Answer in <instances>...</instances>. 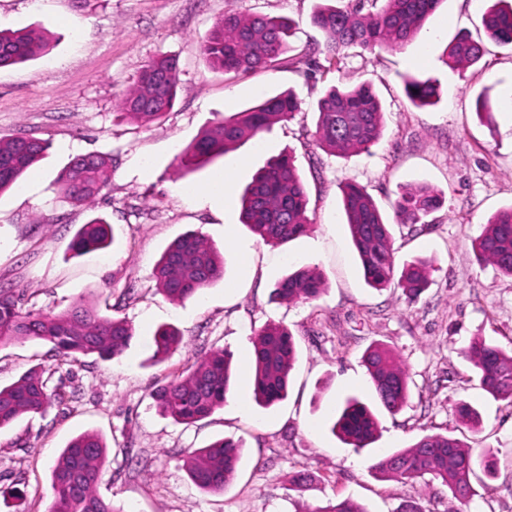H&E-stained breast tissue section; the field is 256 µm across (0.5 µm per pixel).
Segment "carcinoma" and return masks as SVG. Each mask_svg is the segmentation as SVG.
<instances>
[{"label": "carcinoma", "mask_w": 512, "mask_h": 512, "mask_svg": "<svg viewBox=\"0 0 512 512\" xmlns=\"http://www.w3.org/2000/svg\"><path fill=\"white\" fill-rule=\"evenodd\" d=\"M382 2L374 13L365 14V4ZM442 0H348L339 8L320 4L311 23L324 32L323 43L313 42L297 55L289 56V26L266 15H224L200 43V51L214 67L226 73L245 74L280 64L297 66L325 56L331 66L340 64L346 49L359 46L374 50L401 49L421 32ZM485 34L504 46H512V0H493L482 17ZM52 41L41 28L0 31V69L24 63L45 54ZM484 54V44L463 34L456 36L445 51L444 63L451 69L462 63H476ZM179 84L178 61L160 55L141 69L135 86L118 102L123 115L142 124L160 120L176 101ZM408 99L416 106L434 103L436 81L420 74L405 77ZM300 102L291 91L268 96L258 104L236 112L205 129L180 157V165L195 169L226 155L239 142L259 137L271 125L287 121L299 111ZM315 137L331 155L347 157L366 151L383 132L380 100L368 85L331 87L316 104ZM48 148L31 134L0 137V193L17 184ZM112 177V165L100 154L75 157L63 168L57 183L63 197L75 205L87 203ZM343 209L352 243L367 284L375 289L394 285L410 296L426 286L431 262L417 259L395 273L392 223L417 224L434 211L440 194L421 184L408 188L394 205V222L381 213L366 190L353 181L345 182ZM309 198L295 158L282 152L269 158L241 195L242 223L267 245L278 246L310 230L307 217ZM114 242L111 227L96 217L81 226L71 240L77 254L103 250ZM477 260L493 265L512 276V207L497 213L473 240ZM224 277V255L199 233L176 238L157 262L154 278L157 290L169 299L183 302ZM321 273L302 268L278 282L276 297L294 302L314 300L324 292ZM133 337L129 324L119 318L102 317L80 300L57 314L24 312L18 295L0 287V343L32 339L50 346L53 356L65 361L76 356L118 359ZM183 334L161 326L152 338L153 358L162 361L177 351ZM472 363L482 389L497 400L512 404V351L507 352L474 337L463 350ZM297 358L296 340L287 328L271 323L253 338L251 368L255 401L270 407L286 399L289 375ZM377 403L391 414L407 403L408 376L397 354L383 344L370 346L364 355ZM232 377L231 355L212 350L196 359L176 378L158 388L153 397L160 411L177 423H196L224 406ZM61 395L50 389L47 380L33 371L16 382L0 386V429L23 414H42ZM460 421L471 429L480 425V413L472 405L457 407ZM380 422L375 412L359 399L345 401L332 432L345 444L366 448L378 436ZM242 444L232 439L218 440L185 456L184 467L200 489L219 492L234 479ZM106 446L98 435L84 433L62 450L52 469V500L49 512H124L97 491ZM492 478L489 456H476L471 448L448 434L425 435L407 448L379 459L371 466L374 474L387 479L414 480L431 476L448 489L452 498L470 502L476 496L471 478L476 468ZM305 512H367L350 499L309 507Z\"/></svg>", "instance_id": "carcinoma-1"}]
</instances>
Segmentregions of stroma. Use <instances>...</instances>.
Returning a JSON list of instances; mask_svg holds the SVG:
<instances>
[{
    "instance_id": "obj_1",
    "label": "stroma",
    "mask_w": 512,
    "mask_h": 512,
    "mask_svg": "<svg viewBox=\"0 0 512 512\" xmlns=\"http://www.w3.org/2000/svg\"><path fill=\"white\" fill-rule=\"evenodd\" d=\"M318 0H0V29L44 27L52 48L37 59L0 69V136L29 133L49 148L20 181L0 194V286L23 296L24 309L56 314L88 300L101 315L124 319L133 339L114 360L69 359L56 365L47 344H0V384L40 368L61 393L45 414L25 415L0 431V512H47L51 471L68 442L94 432L107 454L98 494L128 512H304L348 498L368 512H394L415 502L422 512H512V405L482 391L462 354L482 335L512 349V277L479 264L472 241L499 210L512 206V49L493 41L475 64L455 70L441 56L458 33L482 37L489 0H443L417 38L400 50H349L339 68L311 77L285 64L242 75L212 68L199 44L224 13L289 19L303 47L321 32L310 24ZM176 56L180 82L173 109L147 126L121 115L116 101L158 54ZM436 78L429 106L408 99L404 76ZM369 84L385 112L381 139L343 158L314 138V106L331 85ZM293 90L301 109L260 139L236 146L206 165L185 170L179 155L200 132L262 97ZM488 96L492 123L477 116ZM292 151L309 197L312 224L304 236L272 247L239 219L243 187L267 159ZM112 162V180L93 203L64 201L55 179L75 156ZM233 173L224 205L213 210L182 196L221 170ZM363 186L385 214L406 187L429 184L439 207L417 232L394 230L395 265L432 262L430 284L416 299L401 289L369 287L343 222L341 187ZM113 227L116 241L98 253L69 248L93 218ZM196 231L224 249L223 280L195 298L174 302L158 292L154 269L178 235ZM300 267L325 279L320 298L276 300V283ZM279 322L293 333L298 359L288 397L265 409L249 380L255 331ZM178 328L184 346L153 363L151 338L160 325ZM394 349L410 381L407 405L381 413V432L357 450L331 430L350 396L372 398L362 362L371 343ZM230 351L239 374L223 408L202 421L173 422L151 393L201 354ZM468 402L481 414L478 430L460 423ZM448 434L490 453L497 475L467 504L428 478L375 477L379 458L427 434ZM222 437L242 441L238 471L224 492L196 487L183 468L188 452ZM308 475L289 489L293 471ZM23 490V502L8 495Z\"/></svg>"
}]
</instances>
